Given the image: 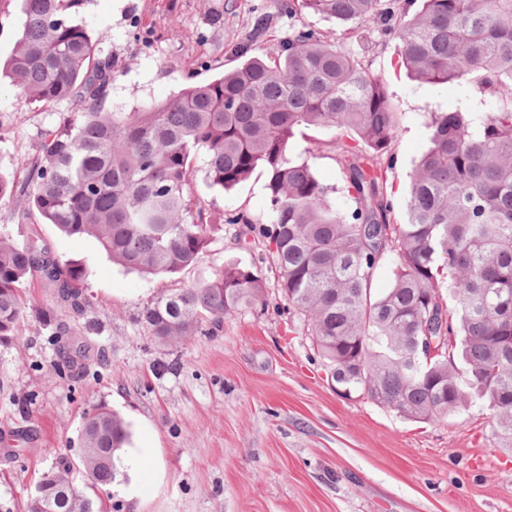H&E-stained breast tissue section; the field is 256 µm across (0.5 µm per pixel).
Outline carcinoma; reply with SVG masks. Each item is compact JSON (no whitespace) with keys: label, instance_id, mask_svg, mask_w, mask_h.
I'll return each instance as SVG.
<instances>
[{"label":"carcinoma","instance_id":"obj_1","mask_svg":"<svg viewBox=\"0 0 512 512\" xmlns=\"http://www.w3.org/2000/svg\"><path fill=\"white\" fill-rule=\"evenodd\" d=\"M21 22L5 66L16 99L76 106L41 136L25 181L0 176V196L24 199L69 236L98 240L113 262L147 275L194 265L222 225L194 197V180L231 190L266 177L268 208L253 220L224 217L268 242L263 260L302 317L304 335L336 387L367 394L406 418L444 419L473 399L492 411L493 435L512 448V0H288L354 23L353 34L393 41L410 77L454 83L480 96L429 114L430 144L410 176L405 218L393 222L386 177L374 158H393L397 113L383 78L362 57L306 25L267 55L132 112H112V58L74 21L82 0H18ZM333 132L330 145L351 205L291 152L295 132ZM0 212V341L14 336L37 281L72 318L91 306L86 275L33 231L20 244ZM385 260L389 288L373 280ZM259 270L229 261L204 283L176 288L142 314L147 331L184 344L213 335L224 317L265 300ZM411 336L442 348L431 362L403 354ZM123 420L99 409L81 430L80 461L93 484L118 482ZM25 512H94L54 468L40 477Z\"/></svg>","mask_w":512,"mask_h":512}]
</instances>
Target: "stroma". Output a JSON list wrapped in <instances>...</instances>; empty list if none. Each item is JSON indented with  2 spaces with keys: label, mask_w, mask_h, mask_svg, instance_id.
Returning <instances> with one entry per match:
<instances>
[{
  "label": "stroma",
  "mask_w": 512,
  "mask_h": 512,
  "mask_svg": "<svg viewBox=\"0 0 512 512\" xmlns=\"http://www.w3.org/2000/svg\"><path fill=\"white\" fill-rule=\"evenodd\" d=\"M269 31L252 34L256 16ZM76 20L112 58L117 75L108 106L130 112L162 103L185 86L211 80L239 63V52L276 48L297 24L321 30L346 51L359 46L348 24L306 13L288 17L280 0H84ZM387 80L401 125L393 161L378 159L403 218L408 176L428 146V115L463 98L458 86L420 84L396 69L394 42L365 55ZM17 101L0 84V176L22 182L42 131L70 112ZM326 130L303 128L292 140L297 161L324 184L341 173ZM266 179L254 174L225 192L196 178L194 191L214 220L243 211L259 218ZM13 194L0 211L15 213L14 241L32 227ZM55 254L83 266L93 306L78 319L54 309L50 292L24 289L26 311L11 340L0 342V512H23L41 474L67 464L69 481L97 512H512V451L500 448L487 403L430 422L405 419L367 397L346 398L275 290L264 265L265 240L238 225L214 233L198 263L172 275L142 276L112 263L92 237L36 227ZM261 267L268 303L224 319L211 336L174 345L150 336L144 308L173 289L211 277L227 260ZM67 321L69 333L57 335ZM85 345V371L57 368L59 351ZM119 413L146 471L140 495L92 485L80 466V430L94 409Z\"/></svg>",
  "instance_id": "stroma-1"
}]
</instances>
